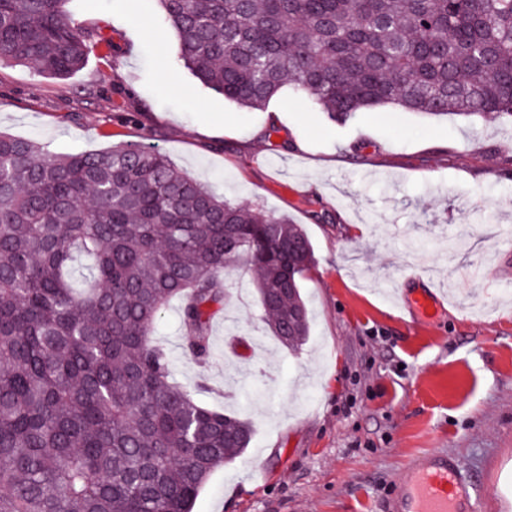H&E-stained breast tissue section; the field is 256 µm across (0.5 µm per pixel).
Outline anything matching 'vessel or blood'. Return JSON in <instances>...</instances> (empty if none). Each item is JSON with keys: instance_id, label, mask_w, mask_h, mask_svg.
Wrapping results in <instances>:
<instances>
[{"instance_id": "1", "label": "vessel or blood", "mask_w": 512, "mask_h": 512, "mask_svg": "<svg viewBox=\"0 0 512 512\" xmlns=\"http://www.w3.org/2000/svg\"><path fill=\"white\" fill-rule=\"evenodd\" d=\"M441 304L436 288L424 286L407 300V310L432 316ZM385 512H478L476 487L458 473L456 459L445 452L413 459L406 478L388 500Z\"/></svg>"}]
</instances>
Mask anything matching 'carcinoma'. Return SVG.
<instances>
[{"label":"carcinoma","instance_id":"obj_1","mask_svg":"<svg viewBox=\"0 0 512 512\" xmlns=\"http://www.w3.org/2000/svg\"><path fill=\"white\" fill-rule=\"evenodd\" d=\"M66 0H0V66L65 79L97 40ZM179 61L239 107L287 85L334 121L391 106L512 121V0H157ZM314 262L286 215L232 203L148 148L50 155L0 133V512H193L251 423L175 382L155 340L182 300L204 364L256 273L269 333L298 351Z\"/></svg>","mask_w":512,"mask_h":512}]
</instances>
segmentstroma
Masks as SVG:
<instances>
[{
    "mask_svg": "<svg viewBox=\"0 0 512 512\" xmlns=\"http://www.w3.org/2000/svg\"><path fill=\"white\" fill-rule=\"evenodd\" d=\"M66 9L101 44L66 79L0 68L1 131L55 155L155 149L226 199L287 215L314 247L298 352L268 335L244 267L206 365L183 349L180 300L158 321L174 379L205 381L202 403L253 427L194 512H384L411 458L435 451L476 480L480 512H512V123L382 107L341 126L288 87L243 109L180 64L155 0ZM426 276L445 292L430 319L391 298L393 281L411 291ZM228 334L267 356L225 355Z\"/></svg>",
    "mask_w": 512,
    "mask_h": 512,
    "instance_id": "35a3bbf8",
    "label": "stroma"
}]
</instances>
